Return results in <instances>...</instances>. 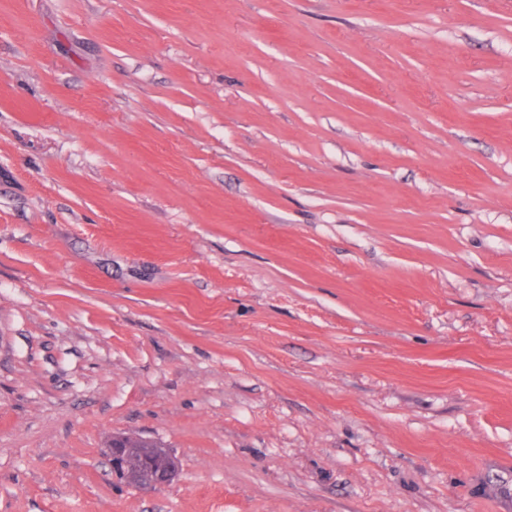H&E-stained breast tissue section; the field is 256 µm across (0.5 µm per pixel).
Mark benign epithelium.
I'll use <instances>...</instances> for the list:
<instances>
[{"label":"benign epithelium","instance_id":"benign-epithelium-1","mask_svg":"<svg viewBox=\"0 0 512 512\" xmlns=\"http://www.w3.org/2000/svg\"><path fill=\"white\" fill-rule=\"evenodd\" d=\"M112 471L138 487L151 488L170 483L179 468L169 449L131 448L124 435L112 436L108 448Z\"/></svg>","mask_w":512,"mask_h":512}]
</instances>
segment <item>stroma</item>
Masks as SVG:
<instances>
[{
    "label": "stroma",
    "mask_w": 512,
    "mask_h": 512,
    "mask_svg": "<svg viewBox=\"0 0 512 512\" xmlns=\"http://www.w3.org/2000/svg\"><path fill=\"white\" fill-rule=\"evenodd\" d=\"M0 512H512V0H0ZM154 448H129L124 435H113L108 448L112 471L138 487L151 488L170 483L179 468L173 454L161 443ZM164 448V452L159 451Z\"/></svg>",
    "instance_id": "1"
}]
</instances>
